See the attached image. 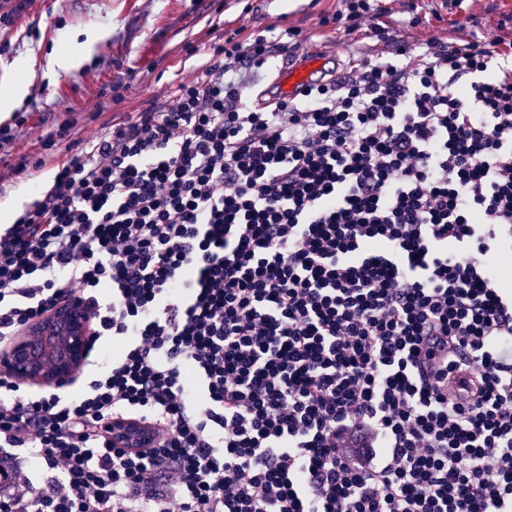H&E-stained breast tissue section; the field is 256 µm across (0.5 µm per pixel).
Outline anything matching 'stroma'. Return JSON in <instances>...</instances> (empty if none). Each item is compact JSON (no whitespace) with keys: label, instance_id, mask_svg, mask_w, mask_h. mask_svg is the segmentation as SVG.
I'll return each mask as SVG.
<instances>
[{"label":"stroma","instance_id":"35a3bbf8","mask_svg":"<svg viewBox=\"0 0 512 512\" xmlns=\"http://www.w3.org/2000/svg\"><path fill=\"white\" fill-rule=\"evenodd\" d=\"M391 34L424 50L427 42L453 40L464 44L472 36L492 39L500 14L512 12V0H463L457 25L444 16L441 0H377ZM338 0H30L10 33L9 51L0 55V87L8 85L21 66L36 75L19 105L28 115L24 151L39 148V136L53 132L66 113H74L86 134H93L96 88L122 83L119 112H131L149 101L170 104L181 74L198 66L209 45L202 39L209 28L233 33L300 32L298 54L318 49L336 51L346 62L358 49L391 52V45L364 32L345 35L322 27L324 14ZM199 43L187 55V43ZM71 55L68 71L55 64L58 54Z\"/></svg>","mask_w":512,"mask_h":512}]
</instances>
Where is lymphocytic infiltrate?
I'll return each instance as SVG.
<instances>
[{
    "label": "lymphocytic infiltrate",
    "instance_id": "1",
    "mask_svg": "<svg viewBox=\"0 0 512 512\" xmlns=\"http://www.w3.org/2000/svg\"><path fill=\"white\" fill-rule=\"evenodd\" d=\"M372 0L324 24L388 40ZM264 105L233 32L170 105L63 120L0 182V347L79 300L89 391L0 366V512H512V14ZM71 139L64 161L57 141ZM135 415L152 445L112 439ZM50 176L51 171L49 168H45L37 172L36 177L32 180L21 178L11 183V186L6 189L4 194L2 196L0 195V222L2 224H10V221L7 219V210L5 208L2 209L1 205L7 203L13 207L12 220L14 221L16 216L21 213L22 209L31 204L34 200V197H30L33 195V189H36L37 185L42 184L43 181L46 183Z\"/></svg>",
    "mask_w": 512,
    "mask_h": 512
}]
</instances>
